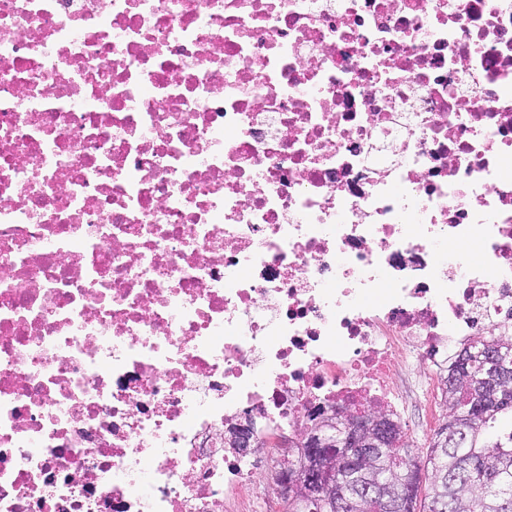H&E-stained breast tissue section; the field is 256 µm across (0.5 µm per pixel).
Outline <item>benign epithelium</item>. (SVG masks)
I'll return each instance as SVG.
<instances>
[{
	"instance_id": "1",
	"label": "benign epithelium",
	"mask_w": 512,
	"mask_h": 512,
	"mask_svg": "<svg viewBox=\"0 0 512 512\" xmlns=\"http://www.w3.org/2000/svg\"><path fill=\"white\" fill-rule=\"evenodd\" d=\"M391 424L390 415L384 411L363 419L353 418L342 409L320 418L307 417L299 446L307 449L309 460L298 466L292 465L294 458L288 454L278 460L274 477L277 493L304 504L308 512H336L347 474L369 480L362 462L381 454L390 444L394 436ZM224 440L246 451L270 445V440L257 437L244 423L230 425ZM328 447L355 448L357 453L338 468L336 457L322 452Z\"/></svg>"
}]
</instances>
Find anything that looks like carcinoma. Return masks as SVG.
I'll list each match as a JSON object with an SVG mask.
<instances>
[{"mask_svg":"<svg viewBox=\"0 0 512 512\" xmlns=\"http://www.w3.org/2000/svg\"><path fill=\"white\" fill-rule=\"evenodd\" d=\"M490 346L501 369L512 373V339L475 336L448 366L447 415L434 431L426 454L405 445L375 458L372 476L390 490L414 485L405 496L403 512H512V431L494 440L485 437L496 416L512 411V391L501 393L482 381L484 357Z\"/></svg>","mask_w":512,"mask_h":512,"instance_id":"carcinoma-1","label":"carcinoma"}]
</instances>
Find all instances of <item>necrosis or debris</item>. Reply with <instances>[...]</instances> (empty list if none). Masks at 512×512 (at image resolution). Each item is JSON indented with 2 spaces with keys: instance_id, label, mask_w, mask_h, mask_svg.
<instances>
[{
  "instance_id": "obj_1",
  "label": "necrosis or debris",
  "mask_w": 512,
  "mask_h": 512,
  "mask_svg": "<svg viewBox=\"0 0 512 512\" xmlns=\"http://www.w3.org/2000/svg\"><path fill=\"white\" fill-rule=\"evenodd\" d=\"M511 165L512 0H0V512H226L230 423L436 402Z\"/></svg>"
}]
</instances>
